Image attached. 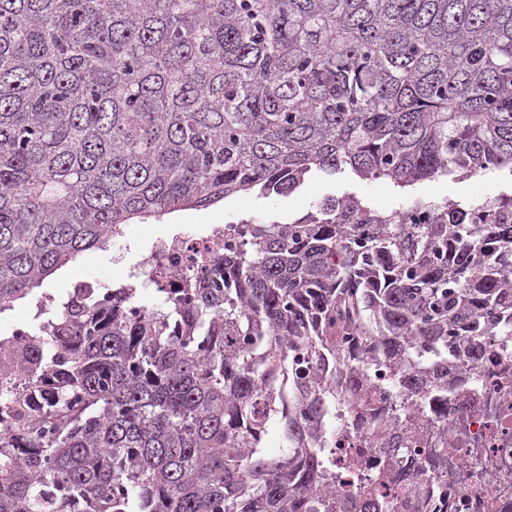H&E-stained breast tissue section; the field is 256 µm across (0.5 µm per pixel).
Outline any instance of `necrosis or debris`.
<instances>
[{"instance_id": "obj_1", "label": "necrosis or debris", "mask_w": 512, "mask_h": 512, "mask_svg": "<svg viewBox=\"0 0 512 512\" xmlns=\"http://www.w3.org/2000/svg\"><path fill=\"white\" fill-rule=\"evenodd\" d=\"M235 215L203 228L162 232L145 254L129 263L126 236L112 240L116 281H80L70 299L101 301L113 288L129 289L131 310L145 312L143 295H180L188 282L206 286L223 280L218 264L224 255V227ZM347 432L336 456L359 454L370 483L384 482L392 492V512H512V349L490 344L484 336H463L448 365V413L432 420L400 470L383 473L381 451L371 444L378 421H390L399 405L394 391L380 386L372 393L349 390ZM443 456L438 474L422 472L426 456Z\"/></svg>"}]
</instances>
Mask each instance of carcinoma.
<instances>
[{
  "label": "carcinoma",
  "instance_id": "obj_1",
  "mask_svg": "<svg viewBox=\"0 0 512 512\" xmlns=\"http://www.w3.org/2000/svg\"><path fill=\"white\" fill-rule=\"evenodd\" d=\"M504 170L512 0H0V313L135 218ZM336 204L144 320L58 300L0 362V512H346L348 380L412 404L373 438L399 466L453 339L512 347V219Z\"/></svg>",
  "mask_w": 512,
  "mask_h": 512
}]
</instances>
